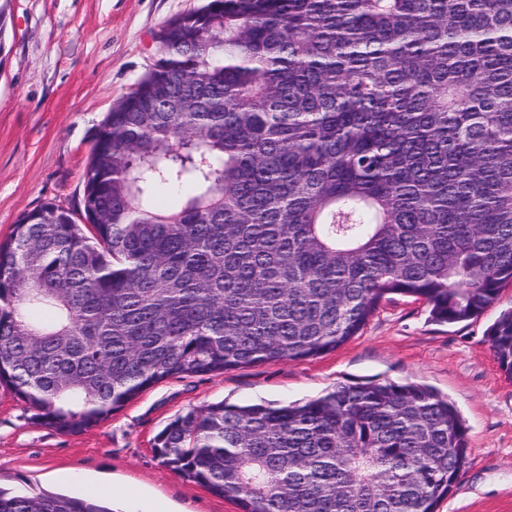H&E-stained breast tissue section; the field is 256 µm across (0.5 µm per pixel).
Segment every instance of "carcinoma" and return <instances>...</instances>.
Returning a JSON list of instances; mask_svg holds the SVG:
<instances>
[{
	"instance_id": "cac0c4a2",
	"label": "carcinoma",
	"mask_w": 512,
	"mask_h": 512,
	"mask_svg": "<svg viewBox=\"0 0 512 512\" xmlns=\"http://www.w3.org/2000/svg\"><path fill=\"white\" fill-rule=\"evenodd\" d=\"M154 40L92 149L101 223L46 203L0 242V386L31 422L81 433L165 380L334 351L391 295L453 324L512 284V0H207ZM488 341L512 377V309ZM155 452L242 512H435L469 459L455 406L395 381L193 408Z\"/></svg>"
}]
</instances>
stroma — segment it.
Listing matches in <instances>:
<instances>
[{
    "label": "stroma",
    "instance_id": "1",
    "mask_svg": "<svg viewBox=\"0 0 512 512\" xmlns=\"http://www.w3.org/2000/svg\"><path fill=\"white\" fill-rule=\"evenodd\" d=\"M204 0H10L0 30V240L47 202L80 212L94 140L112 106L155 60V33ZM512 286L480 316L433 322L422 301L395 295L335 351L155 385L79 434L28 420L0 387V487L79 496L123 489L137 512H239L165 467L156 435L177 414L226 401L285 405L339 384L419 382L447 397L467 426L469 462L436 512H512V377L489 327Z\"/></svg>",
    "mask_w": 512,
    "mask_h": 512
}]
</instances>
